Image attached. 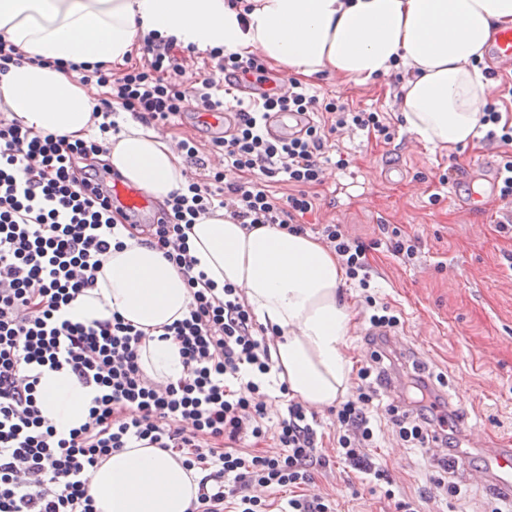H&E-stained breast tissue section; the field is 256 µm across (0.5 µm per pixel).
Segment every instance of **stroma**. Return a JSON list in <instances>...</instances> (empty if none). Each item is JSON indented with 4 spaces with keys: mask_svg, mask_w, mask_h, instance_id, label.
Here are the masks:
<instances>
[{
    "mask_svg": "<svg viewBox=\"0 0 512 512\" xmlns=\"http://www.w3.org/2000/svg\"><path fill=\"white\" fill-rule=\"evenodd\" d=\"M318 94L339 98L356 110L383 113L388 136L361 130L345 133L342 144L354 161L344 171L328 169L317 187L318 199L308 224H342L369 245L370 289L401 315V335L410 355L394 358L397 371L413 374L423 361L426 375L457 437L453 479L458 498H447L432 483L438 459L406 447L393 432L385 411L374 423L378 440L370 451L387 469L394 498H409L421 512H512V494L463 481L465 467L481 464L484 451L470 438L512 436V205L492 190L496 151L482 139L452 149H431L404 131L394 96L399 83L388 76L368 85L324 76L310 81ZM459 165L461 178H440ZM483 196L482 207L468 209L462 199ZM417 237L419 254L406 265L389 249L386 228ZM352 311L348 350L355 365L368 359V325L362 314L363 292L357 282L342 288ZM329 499L334 512H393L394 498L371 491L365 474L334 463L319 470L312 483Z\"/></svg>",
    "mask_w": 512,
    "mask_h": 512,
    "instance_id": "obj_1",
    "label": "stroma"
}]
</instances>
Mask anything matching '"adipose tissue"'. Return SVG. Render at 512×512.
I'll use <instances>...</instances> for the list:
<instances>
[{"label":"adipose tissue","mask_w":512,"mask_h":512,"mask_svg":"<svg viewBox=\"0 0 512 512\" xmlns=\"http://www.w3.org/2000/svg\"><path fill=\"white\" fill-rule=\"evenodd\" d=\"M0 0V38L21 54L0 72V111L39 133L86 140L98 133L96 88L74 63L118 68L138 54L145 35L240 56L258 52L285 77L336 76L358 85L402 73L404 128L439 149L467 145L484 126L496 94L481 62L495 33L512 28V0ZM107 162L158 200L187 185L186 162L137 116L108 140ZM197 268L217 286L243 288L258 319L277 333L274 385L322 409L343 400L354 360L347 338L352 313L339 290L346 274L318 239L273 226L246 229L225 210L201 216L189 234ZM191 293L161 253L135 238L111 250L95 288L68 309L71 319L120 315L142 330L138 363L158 383L186 369L179 346L163 338L184 318ZM43 416L57 428L84 422L91 396L67 372L41 379ZM97 512H188L198 475L173 450L113 452L88 486Z\"/></svg>","instance_id":"ef3b65f1"}]
</instances>
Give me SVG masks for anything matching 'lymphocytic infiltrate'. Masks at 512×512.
<instances>
[{
    "label": "lymphocytic infiltrate",
    "mask_w": 512,
    "mask_h": 512,
    "mask_svg": "<svg viewBox=\"0 0 512 512\" xmlns=\"http://www.w3.org/2000/svg\"><path fill=\"white\" fill-rule=\"evenodd\" d=\"M143 53L142 66L118 76L100 64L90 71L76 65L83 81L111 89L99 138L70 142L0 119V512H96L88 485L100 459L140 441L178 450L187 469L202 471L189 512H269L268 493L310 484L314 470L334 458L389 482L370 458L376 442L370 410L389 378L384 345L401 317L368 292V245L341 224L319 229L347 277L367 291L371 348L356 387L335 409L331 458L318 444L316 414L301 402L289 400L275 427L266 425L261 377L272 367L274 337L256 323L241 289L217 288L197 271L188 244L196 220L218 207L243 225L304 233L296 218L313 207L310 189L323 185L327 168L349 164L346 155L331 158L333 136L354 129L384 136L387 126L378 113L311 94L294 80L282 95L236 99L237 122L211 141L223 169L212 181H192L171 194L152 223L141 225L88 161L105 152L108 134L118 130L114 108L164 124L192 104L202 111L223 107L215 89L226 75L251 76L259 85L273 78L255 55L216 49L209 53V71L190 73L173 40L145 36ZM274 110L307 112L312 121L300 135L275 138L266 130ZM484 112L485 138L500 148L499 197L511 204L512 126L500 125L494 106ZM281 175L295 188L282 202L268 188ZM124 229L139 230L144 244L160 250L191 290L185 318L164 328L179 344L187 374L164 386L140 369L141 330L117 314L91 323L67 316L72 301L95 286L103 257ZM47 369L67 370L94 390L79 426L60 430L42 416L40 380ZM436 407L428 382L414 379L401 383L386 412L409 447L426 451L434 441L453 447L450 433L436 426ZM243 439L252 450L237 449Z\"/></svg>",
    "instance_id": "lymphocytic-infiltrate-1"
}]
</instances>
